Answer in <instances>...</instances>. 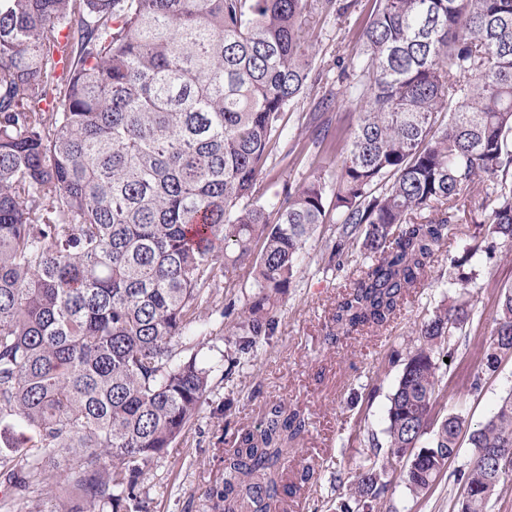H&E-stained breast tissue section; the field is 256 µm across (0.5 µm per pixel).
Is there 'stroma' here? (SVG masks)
Segmentation results:
<instances>
[{
  "mask_svg": "<svg viewBox=\"0 0 512 512\" xmlns=\"http://www.w3.org/2000/svg\"><path fill=\"white\" fill-rule=\"evenodd\" d=\"M337 5L327 13L319 0H309L304 32L315 53L312 78L284 114L285 130L260 182L264 199L282 198L287 186L302 183L317 167L330 166L333 156L325 135L344 144L357 122L359 107L347 92L351 79L341 66L355 60L357 36L373 2L337 0ZM325 97L335 101L327 110L319 107ZM467 231V223L457 224L434 261L431 285L410 289L400 314L389 324L331 342L326 333L336 302L358 277L362 259L354 245L341 256L339 267H329L339 230L331 218L320 225L306 244L295 283L280 303L276 334L233 368L221 358L233 350L225 339L202 348L201 358L215 365L213 390L177 446L145 466L141 493L148 512H216L212 492L224 484V458L234 446L236 430L258 424L273 402L301 410L308 418L307 430L284 469L290 473L308 466L314 476L309 484L283 492L286 512H334L346 494L336 482L337 470L349 473L371 465L370 440L383 435L388 397L400 372L388 359L416 339L420 324L446 295L449 281L458 277L451 260L461 254ZM469 268L477 274L469 296L475 316L467 326L466 341L440 370L435 411L462 414L477 426L512 393V360L486 374L480 387L472 385L500 298L512 286V249L495 247L473 259ZM470 455L469 443L461 442L448 473L427 494L417 497L393 484L387 507L378 512L391 506L396 512H452L460 494L452 472Z\"/></svg>",
  "mask_w": 512,
  "mask_h": 512,
  "instance_id": "35a3bbf8",
  "label": "stroma"
}]
</instances>
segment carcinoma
Listing matches in <instances>:
<instances>
[{
    "label": "carcinoma",
    "mask_w": 512,
    "mask_h": 512,
    "mask_svg": "<svg viewBox=\"0 0 512 512\" xmlns=\"http://www.w3.org/2000/svg\"><path fill=\"white\" fill-rule=\"evenodd\" d=\"M308 0H0V512H147L144 467L185 435L211 392L209 308L228 265L254 292L230 321L251 356L329 212L328 263L365 262L328 339L387 325L428 278L482 180L485 208L455 263L512 245V0H374L349 95L361 103L336 181L283 199L257 185L305 90ZM277 210L270 223L268 208ZM473 317L457 297L421 323L371 454L414 495L456 456L466 419L432 420L439 370ZM512 358V287L481 370ZM274 404L224 459V512H271L281 461L306 431ZM457 481L488 512L512 475V394L469 433ZM65 482L72 497L50 496ZM389 487L350 476L339 512H374Z\"/></svg>",
    "instance_id": "cac0c4a2"
}]
</instances>
